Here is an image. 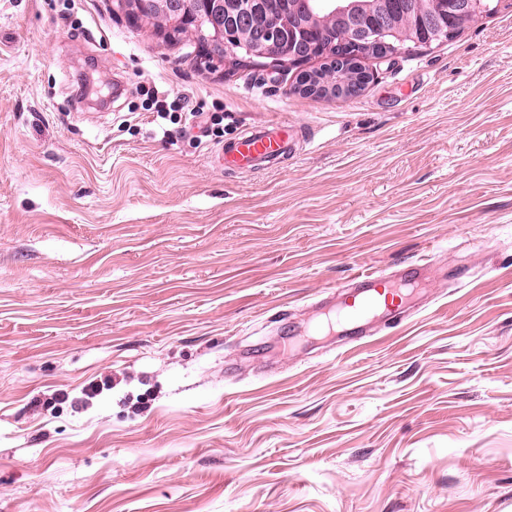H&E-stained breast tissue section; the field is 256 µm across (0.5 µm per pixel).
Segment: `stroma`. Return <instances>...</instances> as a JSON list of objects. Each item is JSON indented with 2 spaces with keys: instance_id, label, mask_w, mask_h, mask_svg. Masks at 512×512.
I'll return each instance as SVG.
<instances>
[{
  "instance_id": "35a3bbf8",
  "label": "stroma",
  "mask_w": 512,
  "mask_h": 512,
  "mask_svg": "<svg viewBox=\"0 0 512 512\" xmlns=\"http://www.w3.org/2000/svg\"><path fill=\"white\" fill-rule=\"evenodd\" d=\"M364 65L314 99L116 0H0V512H512V0ZM283 119L295 158L224 171ZM411 263L398 327L307 334ZM191 118L187 126L181 131L182 135L190 134L194 127L200 129L201 136L216 138L223 137L224 127L221 126L224 116L217 112H206L204 105L199 104L194 112H190Z\"/></svg>"
}]
</instances>
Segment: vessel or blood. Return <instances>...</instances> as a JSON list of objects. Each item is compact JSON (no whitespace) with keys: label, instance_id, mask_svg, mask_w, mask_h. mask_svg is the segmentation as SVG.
<instances>
[{"label":"vessel or blood","instance_id":"obj_1","mask_svg":"<svg viewBox=\"0 0 512 512\" xmlns=\"http://www.w3.org/2000/svg\"><path fill=\"white\" fill-rule=\"evenodd\" d=\"M296 131L288 122L266 123L227 141L219 152L226 172L244 173L264 169L287 158L294 150ZM399 272L373 269L356 271L340 286L341 301L326 313L328 329H339L345 343L368 336V323L379 313L401 312L405 297Z\"/></svg>","mask_w":512,"mask_h":512}]
</instances>
